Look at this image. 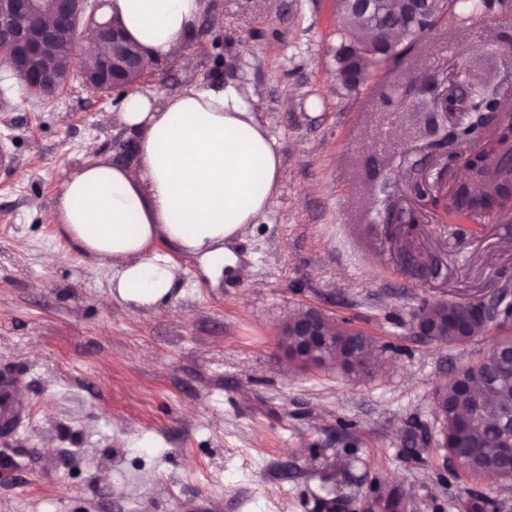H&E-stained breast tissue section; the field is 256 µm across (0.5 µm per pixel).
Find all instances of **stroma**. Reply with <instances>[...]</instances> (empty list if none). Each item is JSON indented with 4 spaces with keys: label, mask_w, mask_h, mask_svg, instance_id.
Segmentation results:
<instances>
[{
    "label": "stroma",
    "mask_w": 512,
    "mask_h": 512,
    "mask_svg": "<svg viewBox=\"0 0 512 512\" xmlns=\"http://www.w3.org/2000/svg\"><path fill=\"white\" fill-rule=\"evenodd\" d=\"M186 50L140 93L246 88L281 157L275 204L231 241L248 277L212 283L180 252L169 311L122 310L108 271L71 253L45 214L87 142L118 156L120 100L73 78L45 99L0 62V369L22 377L28 424L0 479V512H512L505 482L441 446L434 390L492 348L412 330L423 301L512 288V209L442 224L426 124L430 95L382 104L384 71L352 93L335 82L336 0H207ZM512 78V17L439 26L397 76ZM424 182L425 198L412 186ZM415 210L413 232L392 219ZM370 336L363 371L301 368L278 347L301 310Z\"/></svg>",
    "instance_id": "obj_1"
}]
</instances>
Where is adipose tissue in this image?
Returning <instances> with one entry per match:
<instances>
[{
  "mask_svg": "<svg viewBox=\"0 0 512 512\" xmlns=\"http://www.w3.org/2000/svg\"><path fill=\"white\" fill-rule=\"evenodd\" d=\"M203 10L204 0H107L102 19L124 28L149 70L187 60L185 41ZM118 119L133 161L99 156L89 144L46 221L72 252L109 269L122 309L161 314L180 280L156 241L204 263L224 253L277 199L282 162L243 88L201 86L164 99L132 93Z\"/></svg>",
  "mask_w": 512,
  "mask_h": 512,
  "instance_id": "obj_1",
  "label": "adipose tissue"
}]
</instances>
